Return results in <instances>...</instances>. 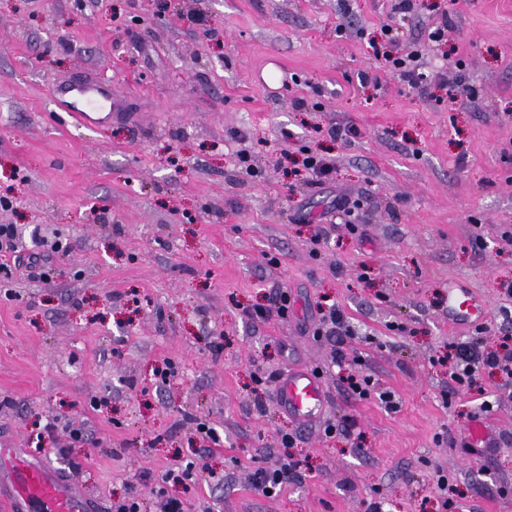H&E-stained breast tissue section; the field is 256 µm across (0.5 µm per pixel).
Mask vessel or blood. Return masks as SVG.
Wrapping results in <instances>:
<instances>
[{
    "mask_svg": "<svg viewBox=\"0 0 512 512\" xmlns=\"http://www.w3.org/2000/svg\"><path fill=\"white\" fill-rule=\"evenodd\" d=\"M50 97L59 110L87 129L111 123L116 107L111 83L90 74L55 82ZM485 314V304L467 290L449 292V320L479 323ZM275 395L280 410L303 427L319 422L328 407L325 385L302 366L289 368L278 378ZM0 512H98V503L77 481L12 447L0 449Z\"/></svg>",
    "mask_w": 512,
    "mask_h": 512,
    "instance_id": "obj_1",
    "label": "vessel or blood"
}]
</instances>
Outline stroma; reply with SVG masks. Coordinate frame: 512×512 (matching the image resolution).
<instances>
[{
    "instance_id": "35a3bbf8",
    "label": "stroma",
    "mask_w": 512,
    "mask_h": 512,
    "mask_svg": "<svg viewBox=\"0 0 512 512\" xmlns=\"http://www.w3.org/2000/svg\"><path fill=\"white\" fill-rule=\"evenodd\" d=\"M394 3L0 0V195L14 201L0 224L21 258L0 272V437L103 512L130 492L156 512L162 488L187 512H445L442 474L474 512H512V379L457 387L448 358L512 337V0ZM194 12L202 24H183ZM391 32L443 80L413 90L384 69L373 47ZM92 69L124 101L88 131L49 92ZM309 152L333 164L326 183ZM43 241L58 251L27 272ZM460 286L487 305L482 331L448 322ZM277 291L287 320L247 317ZM325 304L397 411L346 392L333 341L314 335ZM297 365L329 396L306 428L254 392ZM480 416L485 448L464 439ZM346 418L351 433L325 434ZM285 433L300 476L267 496L252 474L279 465ZM180 462L187 495L161 481Z\"/></svg>"
}]
</instances>
